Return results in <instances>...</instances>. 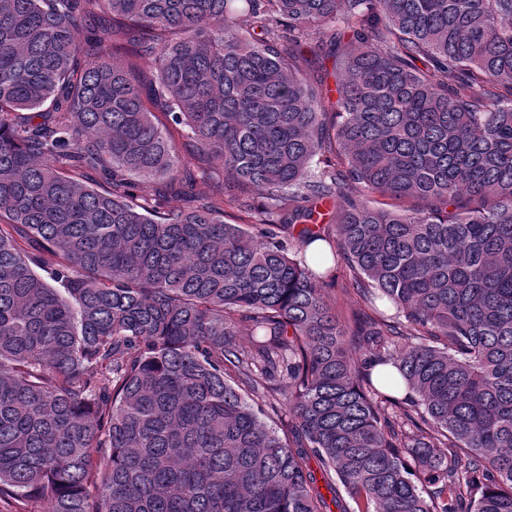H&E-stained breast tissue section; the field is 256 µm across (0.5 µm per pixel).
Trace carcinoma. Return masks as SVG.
Wrapping results in <instances>:
<instances>
[{"label":"carcinoma","instance_id":"carcinoma-1","mask_svg":"<svg viewBox=\"0 0 512 512\" xmlns=\"http://www.w3.org/2000/svg\"><path fill=\"white\" fill-rule=\"evenodd\" d=\"M320 480L512 512V0H0V500L331 512Z\"/></svg>","mask_w":512,"mask_h":512}]
</instances>
